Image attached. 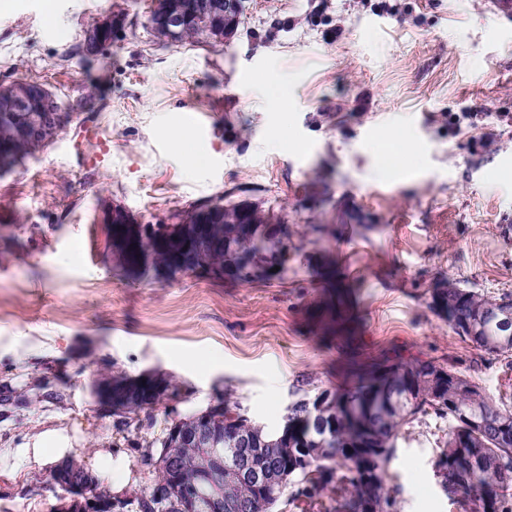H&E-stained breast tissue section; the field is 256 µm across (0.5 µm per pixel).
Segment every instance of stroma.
Here are the masks:
<instances>
[{"instance_id": "stroma-1", "label": "stroma", "mask_w": 512, "mask_h": 512, "mask_svg": "<svg viewBox=\"0 0 512 512\" xmlns=\"http://www.w3.org/2000/svg\"><path fill=\"white\" fill-rule=\"evenodd\" d=\"M151 4L0 8V83L73 105L48 146L0 173V512H54L53 468L26 451L41 432L77 436L72 462L112 494H146L144 447L167 422L227 398L275 431L295 396L342 390L350 365L396 352L512 407V365L429 306L449 279L512 293V15L492 0H247L223 43L166 47L143 26ZM109 10L124 24L86 57L83 32ZM390 131L412 146L392 166L378 148ZM222 195L288 225L287 275L122 270L104 210L164 224ZM331 260L343 303L330 314L317 272ZM116 372L174 390L123 425L92 394ZM447 431L403 429L400 512H461L434 476Z\"/></svg>"}]
</instances>
